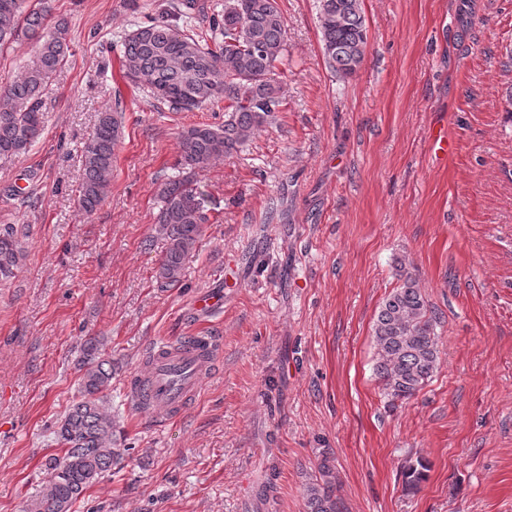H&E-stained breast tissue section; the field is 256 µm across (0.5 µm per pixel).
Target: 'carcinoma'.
Segmentation results:
<instances>
[{"label": "carcinoma", "instance_id": "cac0c4a2", "mask_svg": "<svg viewBox=\"0 0 512 512\" xmlns=\"http://www.w3.org/2000/svg\"><path fill=\"white\" fill-rule=\"evenodd\" d=\"M197 0H180L134 25L122 42L124 75L173 112H193L224 100V126L196 125L179 137L181 174L159 189V231L167 248L156 279L165 286L181 282L185 261L208 223L204 193L196 177L230 155L282 111L278 69L288 53V30L277 0H224V14L207 32L192 27ZM317 23L323 53L340 79L353 76L363 63L367 26L361 0H317ZM27 39L35 43L36 61L0 94V159L17 156L42 135L46 116L44 87L66 61L70 27L55 18L51 0H0V52ZM221 40L217 50L208 40ZM123 135V110L98 113L83 145L84 177L78 188L79 208L90 214L102 203ZM24 257L16 228H0V281H6ZM400 284L383 299L373 325L374 372L389 401L415 396L439 366L440 316L417 282L399 274ZM80 400L57 424L63 456L50 462L51 475L23 512H70L73 503L102 475L121 464L112 415L106 405L114 361L98 343L86 341L80 360ZM428 464L419 458L405 466V486L426 478ZM306 512H343L335 465L325 455L318 476L304 487Z\"/></svg>", "mask_w": 512, "mask_h": 512}]
</instances>
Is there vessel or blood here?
<instances>
[{
	"mask_svg": "<svg viewBox=\"0 0 512 512\" xmlns=\"http://www.w3.org/2000/svg\"><path fill=\"white\" fill-rule=\"evenodd\" d=\"M431 142L435 161L447 163L455 152L447 130H435ZM222 349L221 336L211 332L192 333L152 347L147 372L133 373L127 380L131 406L163 420L179 414L199 394Z\"/></svg>",
	"mask_w": 512,
	"mask_h": 512,
	"instance_id": "b4317fda",
	"label": "vessel or blood"
}]
</instances>
